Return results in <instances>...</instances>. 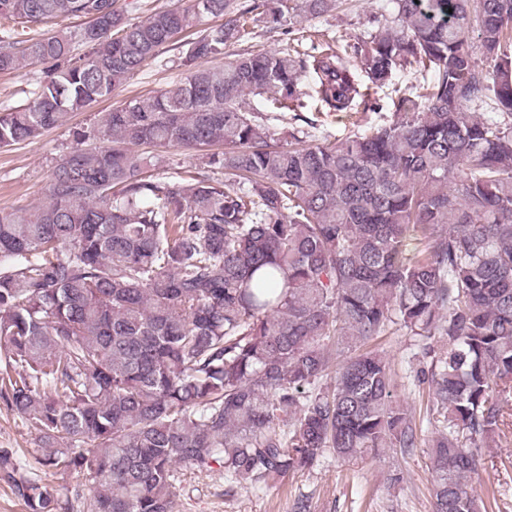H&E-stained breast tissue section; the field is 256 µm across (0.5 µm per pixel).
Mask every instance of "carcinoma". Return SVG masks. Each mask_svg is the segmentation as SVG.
Segmentation results:
<instances>
[{"label":"carcinoma","instance_id":"1","mask_svg":"<svg viewBox=\"0 0 512 512\" xmlns=\"http://www.w3.org/2000/svg\"><path fill=\"white\" fill-rule=\"evenodd\" d=\"M187 2L136 21L130 0H0V73L44 69L0 113L1 148L64 125L167 45L186 71L77 134L39 204L0 213V405L43 466L85 483L54 492L10 448L0 475L28 512H173L182 466L253 484L327 451L410 453L421 428L372 348L404 330L443 343L415 372L432 512H491L470 481L512 409V0H394L348 48L371 83L412 70L419 91L398 92L387 123L286 147L243 97L300 112L310 73L326 111L373 107L344 58L202 62L259 9L275 28L339 0ZM65 19L85 23L23 32ZM142 145L202 151L224 178L154 175L166 160Z\"/></svg>","mask_w":512,"mask_h":512}]
</instances>
